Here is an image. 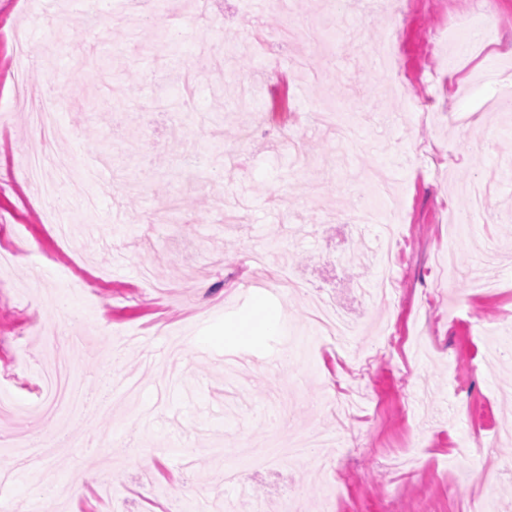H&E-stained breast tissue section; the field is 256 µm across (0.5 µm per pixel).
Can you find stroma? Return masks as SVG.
<instances>
[{
    "label": "stroma",
    "instance_id": "35a3bbf8",
    "mask_svg": "<svg viewBox=\"0 0 512 512\" xmlns=\"http://www.w3.org/2000/svg\"><path fill=\"white\" fill-rule=\"evenodd\" d=\"M288 2L285 14L206 0L121 23L103 9L89 28L88 0H0V253L18 250L0 265V394L39 401L50 355L94 396L64 429L0 416L1 437H41L57 477L42 484L0 450V469L19 472L0 495L18 512H170L188 499L283 512L292 486L298 512L329 497L339 512H471L478 496L512 512V470L497 466L512 459V359H480L486 343L512 349V119L484 112L486 84L457 93L490 69L512 81V0H488L477 21L474 0ZM161 21L179 33L162 51ZM18 40L46 64L22 68ZM83 53L117 64L87 71ZM25 83L53 95L73 138L33 130ZM416 100L429 111H410ZM47 150L107 175L68 197L65 240L24 177ZM373 170L405 201L400 306L358 290L385 273L371 250L385 212L348 221ZM476 179L490 184L484 220L444 223L467 206L449 183ZM452 233L470 249L449 256ZM259 251L267 266H245ZM317 297L359 325L344 363L308 322ZM265 302L277 332L249 321ZM227 345L241 349L234 365L202 355ZM114 370L137 383L132 399L107 398ZM313 434L342 451L225 481L244 449Z\"/></svg>",
    "mask_w": 512,
    "mask_h": 512
}]
</instances>
